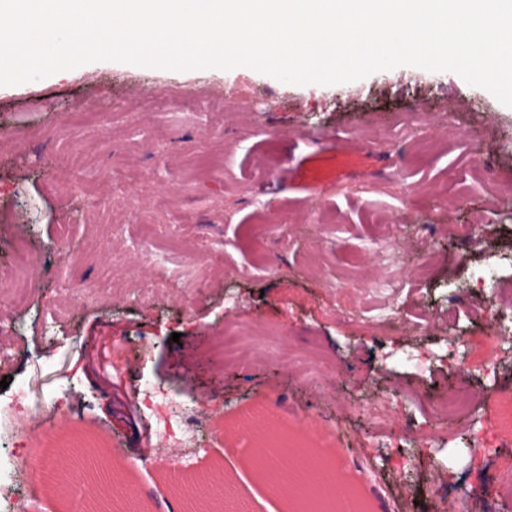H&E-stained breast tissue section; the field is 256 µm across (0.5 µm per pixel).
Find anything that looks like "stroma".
I'll use <instances>...</instances> for the list:
<instances>
[{"mask_svg":"<svg viewBox=\"0 0 512 512\" xmlns=\"http://www.w3.org/2000/svg\"><path fill=\"white\" fill-rule=\"evenodd\" d=\"M418 123L433 145L420 150ZM131 171V195L112 174ZM471 225L470 242L455 234ZM512 238V107L459 74L399 66L335 85H293L248 67L172 71L101 61L0 88V378L23 386L32 404L27 447L50 466L99 449L70 484L43 486L40 512H91L101 498L96 472L138 512L169 504L213 512L187 492L229 484L249 512H286L282 493L256 470L259 449L238 431L264 406L267 442L333 462L338 492L367 512L393 499L433 512L423 480L446 492L476 490L463 512H496L504 461L468 452L492 442L512 392V357L495 376L482 370L488 303L512 312V264L499 257ZM434 258L415 267L422 245ZM164 245V265L146 262ZM496 259L503 292L470 291L467 266ZM377 290L398 286L392 314L340 312L337 280ZM465 294L453 326L413 338L417 314L442 316ZM242 336L266 328L299 349L317 346L328 373L300 383L267 349L260 362H224L225 326ZM179 341H172V333ZM462 336L457 364L421 371L402 357L446 347ZM112 337L126 388L152 384L175 419L196 420L191 447L156 436L153 414L128 422L114 410L93 338ZM472 367L476 400L448 440L429 402ZM394 397L399 420L432 435L394 445L366 412ZM60 407H52L53 398Z\"/></svg>","mask_w":512,"mask_h":512,"instance_id":"stroma-1","label":"stroma"}]
</instances>
